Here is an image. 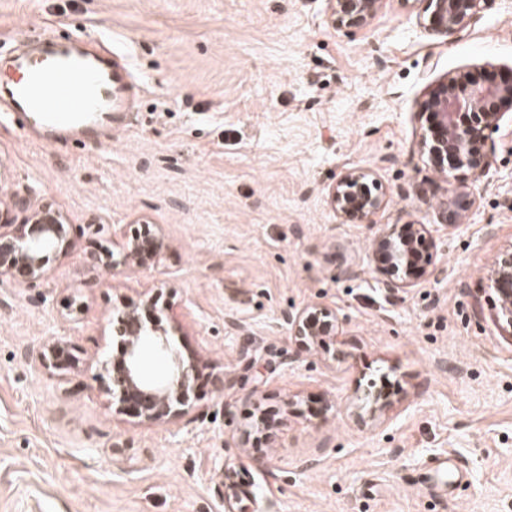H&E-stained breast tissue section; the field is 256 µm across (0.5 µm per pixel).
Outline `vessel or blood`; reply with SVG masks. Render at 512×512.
I'll return each mask as SVG.
<instances>
[{"label": "vessel or blood", "instance_id": "b4317fda", "mask_svg": "<svg viewBox=\"0 0 512 512\" xmlns=\"http://www.w3.org/2000/svg\"><path fill=\"white\" fill-rule=\"evenodd\" d=\"M13 67L15 78L0 84L11 118L52 135L93 136L111 127L132 96L129 66L75 43H45L37 54L15 57Z\"/></svg>", "mask_w": 512, "mask_h": 512}]
</instances>
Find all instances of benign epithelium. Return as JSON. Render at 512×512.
Listing matches in <instances>:
<instances>
[{"label": "benign epithelium", "instance_id": "7a95c632", "mask_svg": "<svg viewBox=\"0 0 512 512\" xmlns=\"http://www.w3.org/2000/svg\"><path fill=\"white\" fill-rule=\"evenodd\" d=\"M388 0H326L331 25L353 32L368 28L386 7ZM489 6V0H427L418 25L430 35L450 38L465 28ZM512 105V74L498 82H486L469 73H450L437 90L419 102V117L427 127L420 134L419 148L433 169L447 175L448 198L444 201L455 222L465 217L466 208L457 204L459 189L467 188L465 177L477 182L489 170L487 156L475 150L485 132L497 131L506 119L505 105ZM387 190L372 171L352 168L344 171L329 189L328 200L336 217L343 222L373 223L386 205ZM20 222L0 212V281L33 286L51 276L49 254H67L71 224L55 205L44 202H18ZM112 248L88 257L87 262L120 275L132 268L146 269L160 261L162 241L145 225L128 236L114 231ZM431 230L426 224H388L374 239L380 283L390 292L408 288L427 274V241ZM487 286L496 295L492 320L502 335L512 339V242L495 255L486 275ZM151 295L132 302L108 320L110 336L123 349L101 362L100 380L109 396L107 408L115 415L131 413L147 425L170 424L191 409L202 357L185 358L172 344L173 334L182 331L180 315L171 311L147 324L143 312L156 306ZM289 333L302 345L317 348L326 338L338 334L340 317L336 309L314 303L282 317ZM166 356L167 375L148 378L142 368L144 348ZM43 368L62 378L70 372V351L58 337L47 341L40 354Z\"/></svg>", "mask_w": 512, "mask_h": 512}]
</instances>
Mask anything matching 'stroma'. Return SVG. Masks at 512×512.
Instances as JSON below:
<instances>
[{"instance_id": "1", "label": "stroma", "mask_w": 512, "mask_h": 512, "mask_svg": "<svg viewBox=\"0 0 512 512\" xmlns=\"http://www.w3.org/2000/svg\"><path fill=\"white\" fill-rule=\"evenodd\" d=\"M424 8L389 0L347 34L323 0H0V79L28 36L76 34L137 85L108 139L0 121V204L53 203L73 240L44 284L0 283V512H512V344L484 280L512 242V125L459 226L417 145L418 103L449 72H512V0L450 39L419 31ZM352 167L388 191L373 223L328 203ZM145 222L155 268L88 266ZM388 224L435 227L430 277L395 294L372 253ZM152 294L205 361L169 425L113 416L96 378L108 317ZM314 302L341 332L309 350L282 317ZM52 337L68 378L41 365ZM385 381L391 405L365 416Z\"/></svg>"}]
</instances>
